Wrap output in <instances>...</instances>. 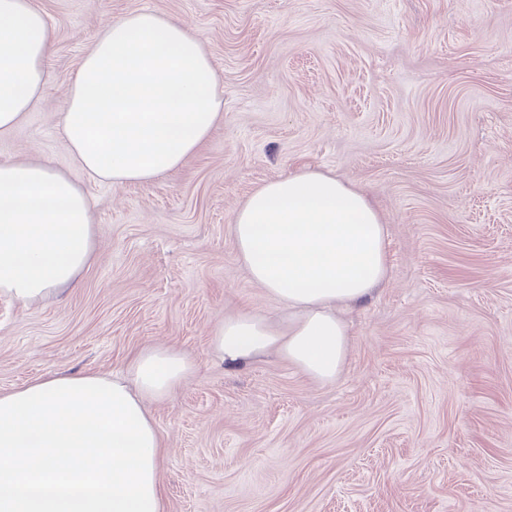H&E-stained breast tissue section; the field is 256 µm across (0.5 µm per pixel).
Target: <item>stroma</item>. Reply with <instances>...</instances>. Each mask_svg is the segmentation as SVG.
I'll list each match as a JSON object with an SVG mask.
<instances>
[{"label":"stroma","mask_w":512,"mask_h":512,"mask_svg":"<svg viewBox=\"0 0 512 512\" xmlns=\"http://www.w3.org/2000/svg\"><path fill=\"white\" fill-rule=\"evenodd\" d=\"M30 2L54 45L0 161H48L92 197L96 260L44 303L0 298V392L159 343L196 364L147 404L164 512H512V0ZM135 10L201 38L224 119L179 168L113 185L75 165L58 115ZM304 170L363 190L388 231L389 276L338 309L349 354L326 385L209 349L224 316H282L231 225Z\"/></svg>","instance_id":"1"}]
</instances>
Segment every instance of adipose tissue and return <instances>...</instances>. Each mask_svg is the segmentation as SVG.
Returning a JSON list of instances; mask_svg holds the SVG:
<instances>
[{"instance_id":"1","label":"adipose tissue","mask_w":512,"mask_h":512,"mask_svg":"<svg viewBox=\"0 0 512 512\" xmlns=\"http://www.w3.org/2000/svg\"><path fill=\"white\" fill-rule=\"evenodd\" d=\"M53 35L29 0H0V133L40 98ZM219 77L199 36L149 11L98 33L58 124L78 167L113 184L178 168L223 119ZM90 198L37 161H0V296L23 307L78 283L95 260ZM252 280L287 314L217 323L212 353L234 367L273 352L334 383L349 348L338 306L389 273L386 226L366 196L305 170L257 189L231 227ZM193 362L162 345L125 372L56 373L0 393V512H162L161 437L146 409L173 396Z\"/></svg>"}]
</instances>
